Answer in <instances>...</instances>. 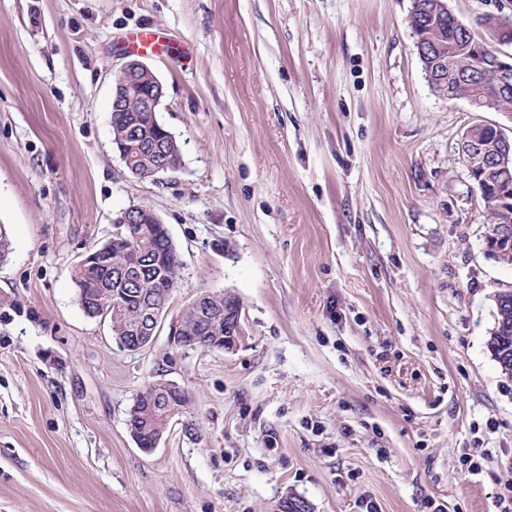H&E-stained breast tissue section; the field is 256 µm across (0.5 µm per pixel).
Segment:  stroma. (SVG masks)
I'll list each match as a JSON object with an SVG mask.
<instances>
[{"mask_svg":"<svg viewBox=\"0 0 512 512\" xmlns=\"http://www.w3.org/2000/svg\"><path fill=\"white\" fill-rule=\"evenodd\" d=\"M480 18L512 0H447ZM410 0H0V512H499L512 378L489 340L512 266L458 154L484 122L427 83ZM164 87L176 170L112 144L129 34ZM180 256L166 310L227 291L232 351L120 349L72 274L121 212ZM154 380L188 394L152 452L127 419ZM474 458L478 471L466 460Z\"/></svg>","mask_w":512,"mask_h":512,"instance_id":"35a3bbf8","label":"stroma"}]
</instances>
